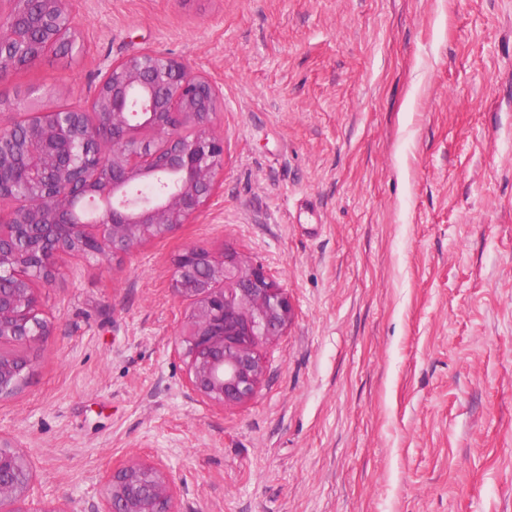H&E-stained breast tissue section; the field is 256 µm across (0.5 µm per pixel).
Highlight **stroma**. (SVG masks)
Wrapping results in <instances>:
<instances>
[{"label": "stroma", "mask_w": 512, "mask_h": 512, "mask_svg": "<svg viewBox=\"0 0 512 512\" xmlns=\"http://www.w3.org/2000/svg\"><path fill=\"white\" fill-rule=\"evenodd\" d=\"M72 54L0 80V125L88 108L110 63L169 54L223 91L224 172L172 236L56 257L54 332L0 400L46 499L101 512L161 463L179 512H512V0H72ZM286 288L248 401L192 390L188 245Z\"/></svg>", "instance_id": "1"}]
</instances>
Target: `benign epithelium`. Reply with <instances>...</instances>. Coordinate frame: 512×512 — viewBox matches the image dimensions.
<instances>
[{"label":"benign epithelium","instance_id":"7a95c632","mask_svg":"<svg viewBox=\"0 0 512 512\" xmlns=\"http://www.w3.org/2000/svg\"><path fill=\"white\" fill-rule=\"evenodd\" d=\"M18 0L0 8V77L31 69L70 48L69 0ZM35 91L16 108L27 119L0 128V399L19 392L31 361L1 349L52 335L32 282L56 278L55 257L119 256L187 224L213 197L224 170V137L214 128L223 93L208 78L159 51L111 63L90 110H41ZM179 296L192 304L183 334L191 388L219 405L251 399L264 366L261 339L283 335L292 319L286 289L261 264L204 246L175 259ZM33 473L21 450L0 441V512H69L33 507ZM102 512H178L175 484L158 464L130 461L108 477Z\"/></svg>","mask_w":512,"mask_h":512}]
</instances>
